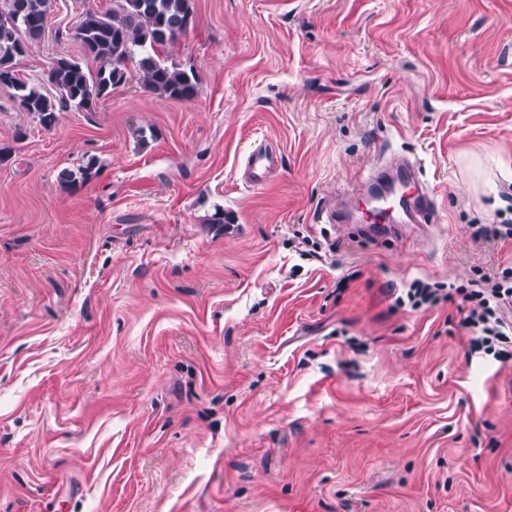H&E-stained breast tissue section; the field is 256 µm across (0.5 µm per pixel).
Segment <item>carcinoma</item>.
Returning a JSON list of instances; mask_svg holds the SVG:
<instances>
[{"label":"carcinoma","mask_w":512,"mask_h":512,"mask_svg":"<svg viewBox=\"0 0 512 512\" xmlns=\"http://www.w3.org/2000/svg\"><path fill=\"white\" fill-rule=\"evenodd\" d=\"M54 0H0V84L13 89L21 111L52 127L57 113L67 109L89 110L128 81L134 68L142 88L172 100L189 101L198 90V78L170 61V49L182 37L188 21L195 19L194 0H109L104 9L84 11L73 32L82 58L57 57L47 73L55 94L26 80H4L14 75L20 56L18 44L41 38L52 14ZM99 63L97 69L87 61ZM93 161L76 170H64L61 181L74 184L90 175Z\"/></svg>","instance_id":"cac0c4a2"}]
</instances>
